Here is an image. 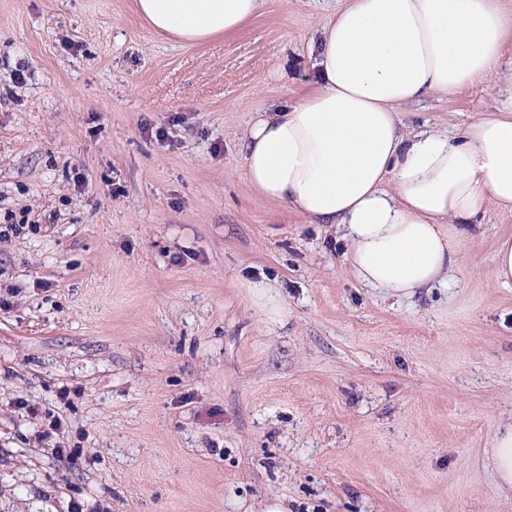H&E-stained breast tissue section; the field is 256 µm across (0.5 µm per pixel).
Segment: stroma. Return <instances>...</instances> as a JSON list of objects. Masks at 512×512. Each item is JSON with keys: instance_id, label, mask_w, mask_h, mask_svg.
Returning a JSON list of instances; mask_svg holds the SVG:
<instances>
[{"instance_id": "obj_1", "label": "stroma", "mask_w": 512, "mask_h": 512, "mask_svg": "<svg viewBox=\"0 0 512 512\" xmlns=\"http://www.w3.org/2000/svg\"><path fill=\"white\" fill-rule=\"evenodd\" d=\"M339 6L182 45L135 0H0V228L26 226L0 237V512H512V212L460 242L459 287L399 300L242 176L251 112L312 91ZM495 94L401 120L453 133ZM493 276L502 284H512V237L497 241L494 255ZM498 488L512 490V420L499 425L491 439Z\"/></svg>"}]
</instances>
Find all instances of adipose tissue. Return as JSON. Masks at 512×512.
Returning <instances> with one entry per match:
<instances>
[{
  "mask_svg": "<svg viewBox=\"0 0 512 512\" xmlns=\"http://www.w3.org/2000/svg\"><path fill=\"white\" fill-rule=\"evenodd\" d=\"M266 0H136L151 32L201 43ZM502 0H345L312 49L315 86L253 111L241 172L261 198L334 225L362 285L397 297L455 285L456 240L488 209L512 211V69ZM494 111L457 136L408 133L401 107L487 81Z\"/></svg>",
  "mask_w": 512,
  "mask_h": 512,
  "instance_id": "1",
  "label": "adipose tissue"
}]
</instances>
